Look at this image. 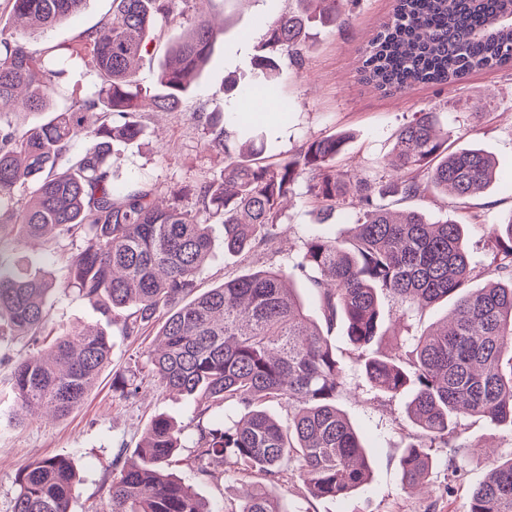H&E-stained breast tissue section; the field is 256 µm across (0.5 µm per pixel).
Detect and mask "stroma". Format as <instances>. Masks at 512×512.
Returning <instances> with one entry per match:
<instances>
[{"label": "stroma", "instance_id": "stroma-1", "mask_svg": "<svg viewBox=\"0 0 512 512\" xmlns=\"http://www.w3.org/2000/svg\"><path fill=\"white\" fill-rule=\"evenodd\" d=\"M111 4L112 0H87L77 14L29 38L30 48L78 39L98 25ZM293 5V0H210L207 10L219 25L209 63L195 81L183 112H145L140 138L115 144L111 162L116 185L147 181L166 190L220 177L224 156L206 148L194 112L215 109L222 112L225 122L234 121L243 107L239 89L262 81L252 62L269 26ZM392 9L393 0H359L338 24L313 27L303 62L280 60L274 95L251 134L264 140L262 163L275 164L294 155L307 140L349 133L336 166L363 174L391 157L396 131L414 113H437L451 132V147H481L495 158L498 177L488 191L463 200L435 193L409 201L408 206L434 221L448 218L467 224L469 248L483 268L492 257L487 227L512 216V68L480 70L452 88L417 85L391 93L377 90L362 80L359 69ZM189 23L184 17L153 31L150 52L139 72L144 87H155L169 45L183 35ZM232 83L237 86L233 92L228 89ZM284 223L287 231L274 248L240 255L225 253L224 227L212 225L214 258L200 277L201 290L259 269L292 268L306 240L346 237L352 219L344 211L323 218L305 198L296 196L288 203ZM75 251V244L60 238L47 244L15 242L9 255L22 272L48 274L63 287L67 261ZM47 313L49 326L57 333L81 321L96 324L103 320L93 303L64 287L50 299ZM107 332L113 341L111 361L82 403L65 417L36 413L20 425L12 421L17 402L10 388L11 370L15 359L32 351L33 345L25 339L0 336V512H11L18 470L53 456L72 458L79 472L73 512H104L115 457H131L156 416L188 423L187 399L159 386L146 373V353L154 344L155 330L126 337L113 325ZM327 336L344 361L348 384L354 389L340 407L367 447L370 482L364 491L336 501L310 497L294 476L272 485V493L283 499L290 512H466L470 489L485 478L491 459L473 452L454 457L449 449H432L434 494L405 493L398 461L416 434L405 414L407 398L375 399L342 327L334 326ZM118 376L141 381L140 396L129 400L116 396L112 382ZM457 442L473 451L497 448L499 458L505 459L512 456V427L469 417L462 422ZM169 470L218 508L240 502L248 482L246 475L231 470L200 472L190 447L180 449Z\"/></svg>", "mask_w": 512, "mask_h": 512}]
</instances>
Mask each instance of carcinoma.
Segmentation results:
<instances>
[{
    "label": "carcinoma",
    "mask_w": 512,
    "mask_h": 512,
    "mask_svg": "<svg viewBox=\"0 0 512 512\" xmlns=\"http://www.w3.org/2000/svg\"><path fill=\"white\" fill-rule=\"evenodd\" d=\"M86 0H4L0 27V113L19 106L44 112L55 97L71 104L46 122L21 129L0 121V246L17 238L69 237L79 242L65 289L93 302L110 325L138 336L157 325L160 348L147 363L155 380L194 402L185 433L167 416L151 420L133 457L115 462L106 512H288L264 490L235 508L215 509L192 485L167 472L189 440L195 460L277 482L298 473L318 499H345L369 481L366 448L339 407L348 393L343 363L281 268L253 271L199 291L211 255L209 223L224 226V251L275 242L282 203L304 189L324 217L355 211L344 240H308L296 269L316 288L324 320L340 323L377 395L410 394L405 410L416 441L400 457L402 485L412 493L432 474L429 448H452L464 417L512 427V217L490 229L493 280L470 287L474 267L465 225L431 221L398 203L435 192L466 198L496 179V163L476 148L448 151V130L434 112H417L396 132L388 165L352 179L337 171L346 132L305 143L275 166H260L263 146L240 143L242 124L201 112L205 147L224 154V173L166 192L133 182L119 189L109 162L116 140L142 132L139 62L157 25L184 16L192 0H112L99 25L74 42L40 50L29 31L78 13ZM346 0H296L265 40L255 68L276 74L277 58L299 63L315 22L334 24ZM512 0H396L372 39L363 79L385 91L417 84L454 86L469 74L512 64ZM214 37L209 15L195 9L160 70L153 102L179 112L195 76L208 63ZM89 59L101 85L77 94L79 62ZM89 144L69 156L80 134ZM27 275L0 256V334L31 337L45 352L18 358L15 420L43 408L53 417L74 410L109 364L112 344L98 324L58 336L47 329V297L61 288ZM403 314L442 300L453 307L440 327L410 339L408 349L381 354V294ZM124 399L140 384L117 377ZM288 401V416L265 404ZM77 473L54 457L21 468L11 512H72ZM468 512H512V456L498 461L469 496Z\"/></svg>",
    "instance_id": "cac0c4a2"
}]
</instances>
